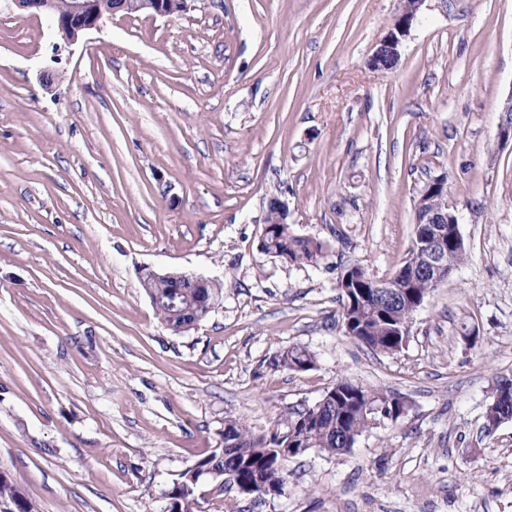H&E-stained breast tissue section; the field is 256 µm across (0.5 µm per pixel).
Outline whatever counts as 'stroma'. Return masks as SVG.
Returning a JSON list of instances; mask_svg holds the SVG:
<instances>
[{"instance_id": "obj_1", "label": "stroma", "mask_w": 512, "mask_h": 512, "mask_svg": "<svg viewBox=\"0 0 512 512\" xmlns=\"http://www.w3.org/2000/svg\"><path fill=\"white\" fill-rule=\"evenodd\" d=\"M403 0H194L65 43L0 0V471L34 512H164L179 473L339 379L400 396L348 452L290 459L279 496L200 481L202 512H512V0H423L396 68L369 60ZM443 177L467 258L400 351L345 335L336 279H389ZM314 265L261 252L270 198ZM143 267L216 280L176 332ZM300 346L298 373L271 361Z\"/></svg>"}]
</instances>
